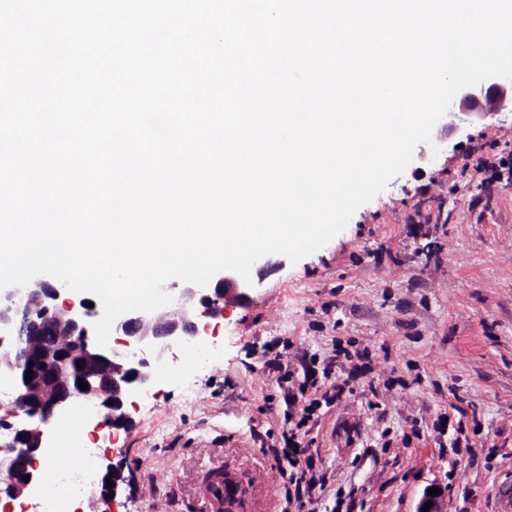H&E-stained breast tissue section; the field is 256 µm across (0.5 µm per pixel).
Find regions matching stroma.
<instances>
[{
	"instance_id": "stroma-1",
	"label": "stroma",
	"mask_w": 512,
	"mask_h": 512,
	"mask_svg": "<svg viewBox=\"0 0 512 512\" xmlns=\"http://www.w3.org/2000/svg\"><path fill=\"white\" fill-rule=\"evenodd\" d=\"M478 147L512 169L511 107L464 137L438 120L327 244L256 261L207 363L177 352L116 440L85 423L99 471L124 481L69 512H209L217 470L242 482L239 512H415L432 485L447 512H494L512 487V179L481 184ZM319 392L301 436L312 484L290 504L273 450Z\"/></svg>"
}]
</instances>
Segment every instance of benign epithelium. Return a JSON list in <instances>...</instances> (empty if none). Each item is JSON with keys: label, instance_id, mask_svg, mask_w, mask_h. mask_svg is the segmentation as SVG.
Listing matches in <instances>:
<instances>
[{"label": "benign epithelium", "instance_id": "obj_1", "mask_svg": "<svg viewBox=\"0 0 512 512\" xmlns=\"http://www.w3.org/2000/svg\"><path fill=\"white\" fill-rule=\"evenodd\" d=\"M510 90L504 77L461 89L446 110L448 128L465 133L475 120L496 114ZM164 290L173 296L170 304L123 314L112 325L118 340L101 348L95 342L96 308L86 306L94 299H70L64 283L47 277L0 288V375L11 382L14 406V420L0 419V500L18 499L37 485L36 456L48 447L58 420L75 406L94 404L96 430L128 428L127 398L152 388L154 365L200 341L224 318L226 306L250 299L254 285L225 270L205 286L166 284ZM75 361L83 362L76 378L71 375ZM81 379L88 384L85 390L78 387ZM121 480V469L108 467L99 478L101 495L114 493ZM429 502L428 512H447L445 494L427 491L416 512Z\"/></svg>", "mask_w": 512, "mask_h": 512}]
</instances>
